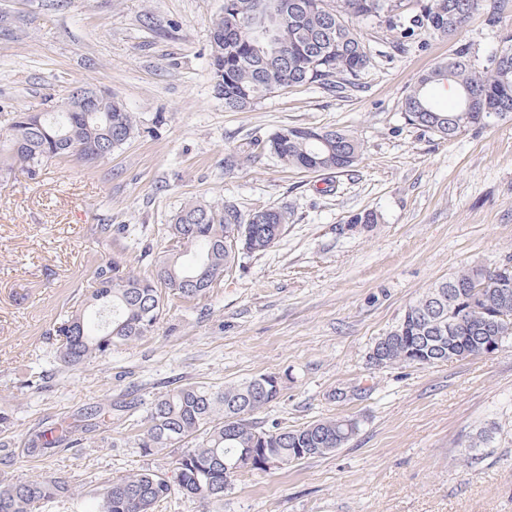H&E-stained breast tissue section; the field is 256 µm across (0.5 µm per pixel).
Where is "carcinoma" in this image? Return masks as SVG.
<instances>
[{
  "instance_id": "obj_1",
  "label": "carcinoma",
  "mask_w": 512,
  "mask_h": 512,
  "mask_svg": "<svg viewBox=\"0 0 512 512\" xmlns=\"http://www.w3.org/2000/svg\"><path fill=\"white\" fill-rule=\"evenodd\" d=\"M267 0H224V11L212 21L211 70L224 68V84L214 85L224 108L238 111L266 96L292 87L317 84L343 93L357 86L366 70L367 49L354 28L356 20L386 25L391 44L402 49L418 35L451 38L478 12L496 21L505 0H455V25L448 26L450 0H423L419 11H408L406 0H297L296 12L280 32L278 50L263 45L244 22ZM447 83L466 85L476 95L474 111L456 107L439 110L429 90ZM404 119L440 140L490 127L512 117V47H503L487 66L470 59L460 46L448 62L419 76L403 101ZM138 133L134 113L120 103L110 112H55L16 115L8 134L0 137V175L19 169L38 177L48 159L75 157L94 163L101 150L121 148ZM313 140L304 126H289L271 135L263 148L295 171H345L361 155L349 133L320 129ZM288 224V212L268 207L242 216L232 204L188 203L172 218L169 234L175 246L163 252L148 276L135 275L112 260L97 267L93 285L81 307L53 329L59 337L54 362L76 370L112 354V346L136 341L159 323L165 299L193 301L210 291L233 269L239 255L260 253L273 246ZM497 268L474 264L438 282L410 303L384 334L389 365L432 366L477 356L485 337L512 338V291L496 287ZM401 336H417L426 361L402 354ZM281 382L261 374L219 389L187 384L159 396L147 415L138 447L151 454L185 443L175 460L174 476L151 471L129 474L105 485L100 512H155L175 491L187 496L220 499L238 475L269 468L243 453L262 450V461L278 469L335 452L358 431L353 418L325 419L290 429L264 428L250 416L276 400ZM88 431L83 424L50 427L37 435L32 452L46 455L75 442ZM74 496L63 477H36L0 484V512H38L48 503Z\"/></svg>"
}]
</instances>
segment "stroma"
I'll list each match as a JSON object with an SVG mask.
<instances>
[{"label": "stroma", "instance_id": "obj_1", "mask_svg": "<svg viewBox=\"0 0 512 512\" xmlns=\"http://www.w3.org/2000/svg\"><path fill=\"white\" fill-rule=\"evenodd\" d=\"M223 9L224 0H0V134L76 86L112 91L139 125L98 163L63 158L34 181L0 178V409L13 421L0 435V483L62 476L78 498L45 512H95L104 484L145 469L171 475L176 449L136 445L157 397L274 373L280 395L255 422L354 417L358 433L332 454L242 475L223 499L175 493L158 512H512V340L435 366L369 361L425 289L512 258V117L448 143L402 110L417 78L458 47L487 65L512 35V0L497 22L479 13L454 39L421 35L403 53L384 26L357 21L373 57L358 88L303 86L238 112L213 92L210 23ZM288 126L348 131L361 158L346 172L286 169L257 143ZM189 202L244 214L283 207L290 219L205 296L169 297L147 336L59 370L48 331L79 306L95 268L114 259L150 274ZM363 210L379 224L349 228ZM92 406L106 414L84 441L31 453L45 421ZM483 429L491 442L471 451Z\"/></svg>", "mask_w": 512, "mask_h": 512}]
</instances>
